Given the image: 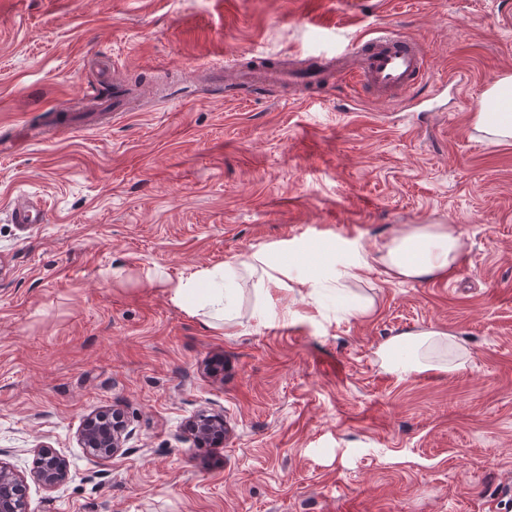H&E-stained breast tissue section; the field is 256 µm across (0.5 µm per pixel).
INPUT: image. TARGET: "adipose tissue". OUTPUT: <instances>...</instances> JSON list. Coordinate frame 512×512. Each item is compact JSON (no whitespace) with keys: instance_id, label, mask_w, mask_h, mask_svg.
Listing matches in <instances>:
<instances>
[{"instance_id":"ef3b65f1","label":"adipose tissue","mask_w":512,"mask_h":512,"mask_svg":"<svg viewBox=\"0 0 512 512\" xmlns=\"http://www.w3.org/2000/svg\"><path fill=\"white\" fill-rule=\"evenodd\" d=\"M486 109L472 116V129L492 143L512 141V74L493 80L484 92ZM461 242L447 224H413L384 238L376 247L375 261L385 276L399 281L442 278L457 265ZM287 268L273 266L265 253L255 252L228 273L216 266L195 271L169 288L171 299L189 315L207 311L206 325L219 335H230L238 324V280L248 277L257 302L270 306L282 299ZM454 334L420 330L392 337L377 356L381 368L396 377L431 371L458 370L448 351L459 350Z\"/></svg>"}]
</instances>
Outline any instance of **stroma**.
I'll return each mask as SVG.
<instances>
[{
  "label": "stroma",
  "mask_w": 512,
  "mask_h": 512,
  "mask_svg": "<svg viewBox=\"0 0 512 512\" xmlns=\"http://www.w3.org/2000/svg\"><path fill=\"white\" fill-rule=\"evenodd\" d=\"M383 21L449 86L416 103L339 79L308 104L203 79L250 50L339 56ZM505 72L512 0H0V461L69 463L29 512H512V143L471 129ZM136 75L132 111L65 123ZM20 192L47 210L24 230ZM407 224L454 226L446 278L374 263ZM260 249L312 292L271 312L241 282L231 336L172 301ZM420 329L455 334L464 366L385 373L378 348ZM112 410L128 440L92 461L79 429ZM202 411L223 445L187 431Z\"/></svg>",
  "instance_id": "obj_1"
}]
</instances>
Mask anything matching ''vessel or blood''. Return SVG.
<instances>
[{
	"mask_svg": "<svg viewBox=\"0 0 512 512\" xmlns=\"http://www.w3.org/2000/svg\"><path fill=\"white\" fill-rule=\"evenodd\" d=\"M356 67L347 75L372 91L396 96H411L428 85V55L423 46L390 25L379 26L374 35L362 41L353 51ZM336 70L335 59L317 58L303 67L281 64L246 67L234 64L214 67L209 71L212 85L231 81L232 85L263 90L279 86L301 94L302 98L315 99L331 86L330 77ZM134 88L115 87L111 105L91 99L87 102L88 116L79 118L82 126L97 125L107 118L109 111L124 109L125 99L133 97Z\"/></svg>",
	"mask_w": 512,
	"mask_h": 512,
	"instance_id": "1",
	"label": "vessel or blood"
}]
</instances>
